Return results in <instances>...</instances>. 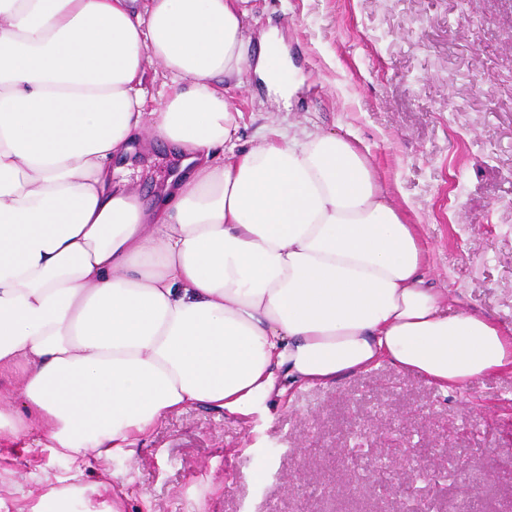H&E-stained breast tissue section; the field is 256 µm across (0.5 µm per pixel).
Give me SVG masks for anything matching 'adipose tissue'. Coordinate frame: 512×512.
<instances>
[{"instance_id": "1", "label": "adipose tissue", "mask_w": 512, "mask_h": 512, "mask_svg": "<svg viewBox=\"0 0 512 512\" xmlns=\"http://www.w3.org/2000/svg\"><path fill=\"white\" fill-rule=\"evenodd\" d=\"M247 0H0V376L76 467L165 416L231 415L381 362L440 390L512 372V332L426 278L429 249L346 138L236 151L225 82H283L246 51ZM174 83L146 111L145 69ZM160 140L182 177L144 206L112 161Z\"/></svg>"}]
</instances>
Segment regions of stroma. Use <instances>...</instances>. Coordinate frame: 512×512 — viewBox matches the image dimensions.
Segmentation results:
<instances>
[{"label": "stroma", "instance_id": "stroma-1", "mask_svg": "<svg viewBox=\"0 0 512 512\" xmlns=\"http://www.w3.org/2000/svg\"><path fill=\"white\" fill-rule=\"evenodd\" d=\"M246 39L276 31L296 68L284 99L254 71L224 89L239 146L306 125L348 139L430 246L427 273L512 328V0H249ZM165 146L113 160L152 199ZM123 512H512V374L443 392L381 364L238 418L200 407L83 468ZM73 465L43 431L0 444L19 512Z\"/></svg>", "mask_w": 512, "mask_h": 512}]
</instances>
